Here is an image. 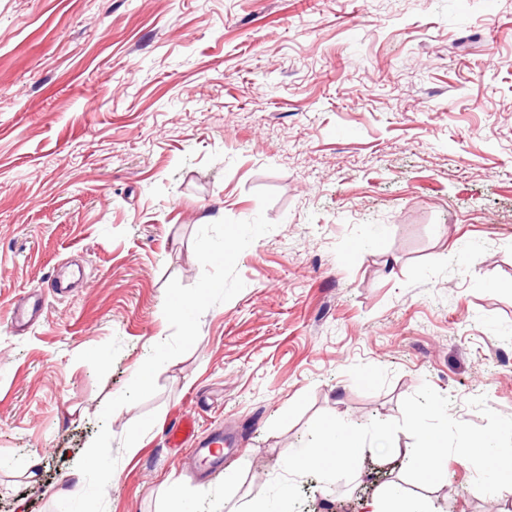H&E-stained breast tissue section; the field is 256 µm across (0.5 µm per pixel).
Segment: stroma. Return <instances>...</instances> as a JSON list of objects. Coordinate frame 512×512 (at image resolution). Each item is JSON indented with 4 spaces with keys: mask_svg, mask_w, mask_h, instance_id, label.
<instances>
[{
    "mask_svg": "<svg viewBox=\"0 0 512 512\" xmlns=\"http://www.w3.org/2000/svg\"><path fill=\"white\" fill-rule=\"evenodd\" d=\"M275 191L260 207L257 190ZM239 256L157 393L100 423L154 341L170 278L221 218ZM35 296L40 320H8ZM512 416V0H0V512H57L100 427L106 512H236L312 420L394 421L422 384ZM223 427L211 470L168 429ZM404 431L299 512H366ZM453 455L423 512H507Z\"/></svg>",
    "mask_w": 512,
    "mask_h": 512,
    "instance_id": "stroma-1",
    "label": "stroma"
}]
</instances>
